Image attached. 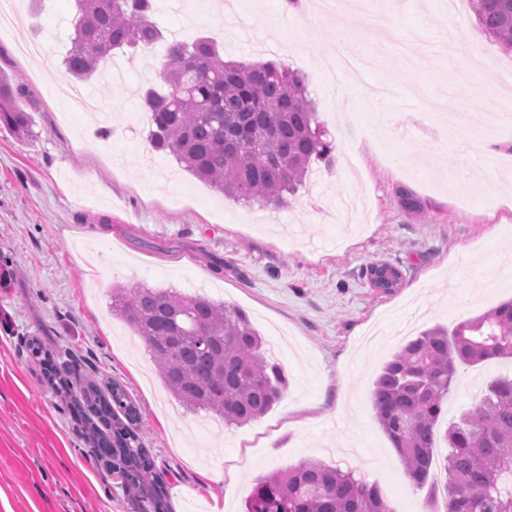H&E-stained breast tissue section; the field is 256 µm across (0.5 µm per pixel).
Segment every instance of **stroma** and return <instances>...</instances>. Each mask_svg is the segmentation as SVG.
<instances>
[{"label":"stroma","mask_w":512,"mask_h":512,"mask_svg":"<svg viewBox=\"0 0 512 512\" xmlns=\"http://www.w3.org/2000/svg\"><path fill=\"white\" fill-rule=\"evenodd\" d=\"M155 9L151 48L117 52L128 79L83 85L95 106L69 112L58 84L75 0H17L0 32V72L23 89L34 134L0 132V512H136L97 459L67 405L80 381L118 382L141 413L139 434L164 473L169 512H245L256 479L301 461L349 465L389 512H441L448 447L437 437L428 482L414 486L372 407L384 362L421 331L454 327L512 299V126L449 141L442 112L484 113L512 98V53L486 33L467 0L453 18L441 0H372L352 16L364 52L431 46L413 72L385 64L354 76L337 100L321 67L333 19L294 20L279 0H239L244 27L226 34L218 0ZM214 38L225 58L275 60L303 75L333 164L313 163L288 205L247 204L215 192L173 155L152 150L139 122L142 87L172 39ZM45 41V53L22 44ZM475 175L462 190L449 165ZM421 203L411 211L402 193ZM397 267L398 288H372L366 269ZM205 290L243 310L288 388L265 415L224 426L164 411L168 391L151 355L112 312L113 286ZM39 337L61 365L52 386L28 349ZM512 376V360L462 366L440 429L476 402L474 386Z\"/></svg>","instance_id":"stroma-1"}]
</instances>
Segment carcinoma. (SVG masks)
<instances>
[{
  "label": "carcinoma",
  "mask_w": 512,
  "mask_h": 512,
  "mask_svg": "<svg viewBox=\"0 0 512 512\" xmlns=\"http://www.w3.org/2000/svg\"><path fill=\"white\" fill-rule=\"evenodd\" d=\"M486 32L512 51V0H470ZM78 17L62 64L77 80L95 75L114 51L162 39L153 0H76ZM159 77L143 91L147 140L214 189L247 203L280 205L313 161H330L304 78L273 62L226 61L209 37L174 41ZM0 74V128L32 133L28 113ZM112 311L152 355L167 389L186 410L241 426L281 399L284 369L260 352L247 315L202 294L112 289ZM49 383L60 377L40 339L29 340ZM512 358V300L408 341L382 366L372 393L376 419L418 487L430 475L436 431L458 367ZM109 472L135 490L139 512H164L165 481L139 435L140 414L122 386L87 382L71 400ZM450 452L445 512H512V379L491 382L481 400L445 430ZM247 512H389L380 491L353 473L301 462L257 480Z\"/></svg>",
  "instance_id": "cac0c4a2"
}]
</instances>
